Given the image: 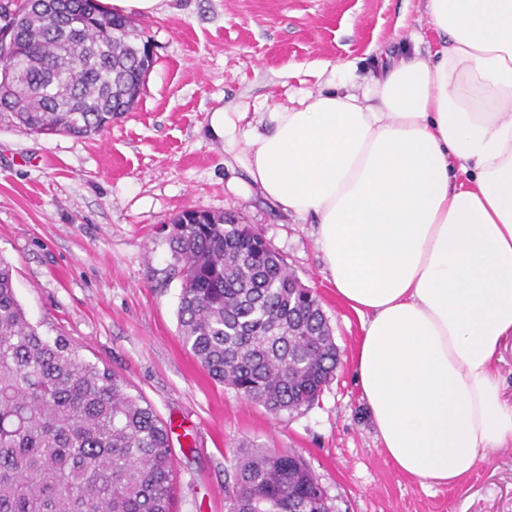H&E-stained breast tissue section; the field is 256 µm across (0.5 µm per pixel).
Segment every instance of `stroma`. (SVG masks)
Segmentation results:
<instances>
[{"label": "stroma", "instance_id": "1", "mask_svg": "<svg viewBox=\"0 0 512 512\" xmlns=\"http://www.w3.org/2000/svg\"><path fill=\"white\" fill-rule=\"evenodd\" d=\"M135 22L156 63L132 112L89 138L0 122V257L42 336L66 337L171 424L173 512H227L232 454L251 444L301 454L335 512H512V444L450 489L392 466L355 383L361 322L325 278L314 224L241 190L208 133L216 107L254 122L324 89L325 64L365 72L427 51L422 0H164ZM185 209L238 214L318 295L341 359L319 403L271 414L183 347L168 225Z\"/></svg>", "mask_w": 512, "mask_h": 512}]
</instances>
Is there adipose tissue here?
I'll return each mask as SVG.
<instances>
[{"mask_svg": "<svg viewBox=\"0 0 512 512\" xmlns=\"http://www.w3.org/2000/svg\"><path fill=\"white\" fill-rule=\"evenodd\" d=\"M438 42L209 131L249 186L312 219L359 317L356 382L403 474L452 487L512 442L492 365L512 335V0H425Z\"/></svg>", "mask_w": 512, "mask_h": 512, "instance_id": "obj_1", "label": "adipose tissue"}]
</instances>
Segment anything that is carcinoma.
Returning <instances> with one entry per match:
<instances>
[{"mask_svg":"<svg viewBox=\"0 0 512 512\" xmlns=\"http://www.w3.org/2000/svg\"><path fill=\"white\" fill-rule=\"evenodd\" d=\"M32 0H0V22ZM13 112L36 134L89 137L138 102L155 63L144 30L99 0H50L15 35ZM182 288V343L208 375L279 414L312 406L338 351L319 298L261 232L222 213L185 210L170 224ZM171 426L107 368L50 342L18 302L0 259V512H172ZM229 512H331L302 456L251 446L234 455Z\"/></svg>","mask_w":512,"mask_h":512,"instance_id":"cac0c4a2","label":"carcinoma"}]
</instances>
